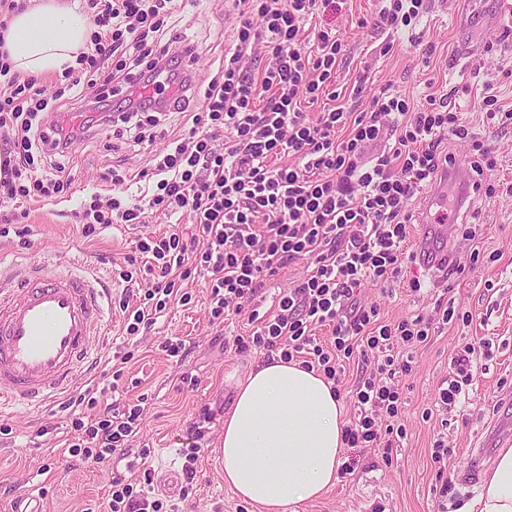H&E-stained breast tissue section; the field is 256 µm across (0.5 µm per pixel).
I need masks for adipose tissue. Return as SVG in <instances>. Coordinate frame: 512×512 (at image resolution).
<instances>
[{
	"mask_svg": "<svg viewBox=\"0 0 512 512\" xmlns=\"http://www.w3.org/2000/svg\"><path fill=\"white\" fill-rule=\"evenodd\" d=\"M88 16L69 0H29L0 36L16 71L64 72L92 42ZM333 384L298 362L249 372L224 419V484L260 512H298L338 479L344 407ZM457 512H512V446L491 459L478 496Z\"/></svg>",
	"mask_w": 512,
	"mask_h": 512,
	"instance_id": "ef3b65f1",
	"label": "adipose tissue"
}]
</instances>
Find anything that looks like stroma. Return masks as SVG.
<instances>
[{
    "instance_id": "stroma-1",
    "label": "stroma",
    "mask_w": 512,
    "mask_h": 512,
    "mask_svg": "<svg viewBox=\"0 0 512 512\" xmlns=\"http://www.w3.org/2000/svg\"><path fill=\"white\" fill-rule=\"evenodd\" d=\"M425 3L428 14L413 31L391 32L374 25L380 0H339L338 11L325 21L343 39L346 54L336 73V96H322L320 103L367 112L383 88L417 103L427 94H444L471 135L494 151L497 165L482 175L481 182L495 191L478 193L468 218L478 229L475 239L465 240L464 227L455 228L458 270L436 285L419 259L404 265L391 289L369 284L360 295L362 302L379 307L385 321L431 315L440 304L469 310L473 320L435 329L412 348L413 370L401 379L406 434L390 456L366 450L351 476L339 479L299 512H455L462 501L478 493L477 487L454 479L473 446H483L489 459L512 442V123L499 125L479 105L485 87L491 85L501 104L512 107V42L499 40L495 30L498 0ZM172 6L179 30L199 47L198 77L216 72L235 25L228 0H173ZM477 43L483 44V51H474ZM362 72L369 80L356 97L351 89ZM201 108L200 98L191 97L188 111L170 113L156 127V140L150 145L114 136L105 126L92 127L64 160L73 178L68 197L54 202L0 200V214H17L18 227L27 230L21 237L0 238V282L33 263L46 261L65 272L79 259L114 286L109 318L95 342L97 367L78 382V390L102 388L115 353L129 345L135 358L125 368L115 396L128 402L145 394L151 400L131 447L116 452L104 465L71 456L66 439L72 412L66 403L39 410L6 406L0 411V512H6V500L18 492L39 498L45 512H107L113 474L132 468L151 469L149 495L165 496L178 504L180 512H259L252 504H241L225 487L218 451L224 415L238 384L265 360L260 353L239 355L224 348L225 336L247 332L245 319L236 318L223 328L211 325L206 289L196 281L188 286L194 295L191 305L175 306L152 331L128 341L119 309L126 284L119 272L137 234L162 233L167 226L151 218L139 230L117 226L89 240L75 217L89 194L104 189L105 171L134 174L149 168L153 155L184 132L189 112ZM475 249L480 252L476 258L471 255ZM415 277L423 283L418 293L408 286ZM171 336L186 342L188 356L183 362H175L159 348ZM480 340L489 347L480 357L482 371L470 387L469 405L448 410L436 406L438 390L453 370V357L465 343ZM186 373L192 374L194 384L181 383ZM204 409L211 421L201 441L196 483L185 499L164 475L181 470L184 452L196 441L190 425ZM439 438L453 450L441 471L431 458ZM440 473L452 481L444 500L435 490Z\"/></svg>"
}]
</instances>
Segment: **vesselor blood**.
Returning <instances> with one entry per match:
<instances>
[{"label":"vessel or blood","instance_id":"obj_1","mask_svg":"<svg viewBox=\"0 0 512 512\" xmlns=\"http://www.w3.org/2000/svg\"><path fill=\"white\" fill-rule=\"evenodd\" d=\"M471 187L469 169L457 164L431 194L420 253L435 277H447L456 259L448 229L465 221ZM110 291L108 282L84 265L65 275L42 268L16 284H0V409L55 401L79 381L94 361Z\"/></svg>","mask_w":512,"mask_h":512}]
</instances>
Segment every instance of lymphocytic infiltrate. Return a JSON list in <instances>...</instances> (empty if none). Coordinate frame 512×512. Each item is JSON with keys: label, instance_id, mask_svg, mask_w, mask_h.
<instances>
[{"label": "lymphocytic infiltrate", "instance_id": "f902f5d3", "mask_svg": "<svg viewBox=\"0 0 512 512\" xmlns=\"http://www.w3.org/2000/svg\"><path fill=\"white\" fill-rule=\"evenodd\" d=\"M85 2L96 12L98 30L52 97L0 57V195L8 199L59 196L71 185L63 164L48 175L44 161L66 156L77 134L44 126L42 112L75 101L138 144L163 118L158 98L122 90L178 77L175 48L183 37L172 0ZM335 6L336 0H234L236 45L207 79L201 111L192 113L191 127L170 150L135 176L155 182L147 205L121 201L132 176L115 170L114 198L105 203L92 194L78 216L86 238L113 224H142L149 209L195 227L187 240L175 227L138 237L134 253L125 256L122 279L143 286L136 306L119 303L127 336L150 330L171 304L188 306L185 281L204 280L212 323L244 314L253 325L233 336L235 353L297 361L335 383L345 363L368 365L343 441L388 454L406 434L399 377L412 365L404 349L425 342L435 324L466 325L473 315L447 307L435 317L384 322L377 306L361 302L360 291L367 282L398 279L407 258L410 204L453 164L440 150L445 134L465 138L469 132L444 95L429 94L414 105L382 92L368 112L319 108L336 79L343 42L322 27L307 44L305 26ZM299 260L307 261L306 274L280 289L272 313L252 310L268 281ZM323 327L331 330L327 345L316 338ZM479 350L471 342L456 354L455 374L436 397L439 406L460 404ZM143 413L142 403L113 402L90 421L73 420L71 455L111 461L137 436ZM152 481L148 472L115 474L109 512H162V501L144 491Z\"/></svg>", "mask_w": 512, "mask_h": 512}]
</instances>
